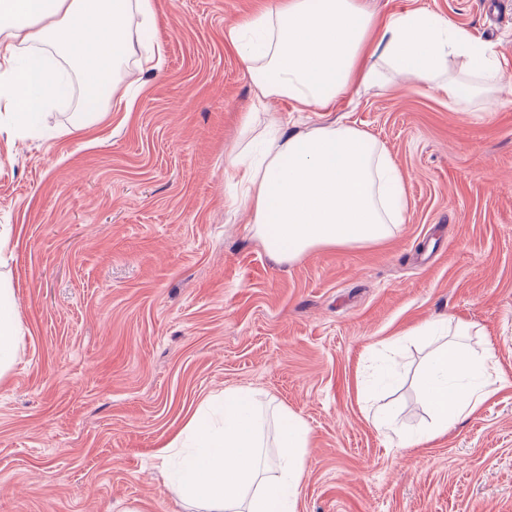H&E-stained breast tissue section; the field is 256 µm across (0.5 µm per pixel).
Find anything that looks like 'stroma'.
<instances>
[{"instance_id":"1","label":"stroma","mask_w":512,"mask_h":512,"mask_svg":"<svg viewBox=\"0 0 512 512\" xmlns=\"http://www.w3.org/2000/svg\"><path fill=\"white\" fill-rule=\"evenodd\" d=\"M156 70L128 66L132 111L81 130L84 98L23 133L0 114V280L23 326L0 381V512H186L158 448L208 397L248 387L311 428L298 512H512V21L477 0H368L441 15L491 46L503 82L468 104L395 78L333 112L260 109L274 132L349 123L404 173L385 242L276 263L232 199L255 89L224 39L262 0H152ZM469 323L501 391L441 438L399 447L358 393L390 360L383 403L416 432L435 343Z\"/></svg>"}]
</instances>
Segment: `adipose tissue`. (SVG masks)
I'll return each mask as SVG.
<instances>
[{"label":"adipose tissue","instance_id":"obj_1","mask_svg":"<svg viewBox=\"0 0 512 512\" xmlns=\"http://www.w3.org/2000/svg\"><path fill=\"white\" fill-rule=\"evenodd\" d=\"M154 18L152 0H0V107L19 127L39 129L46 110L70 99L80 81L90 104L85 128L102 113L129 112L133 101L114 73L127 62L159 66L161 54L134 50L132 15ZM259 99L332 112L350 92L382 85L385 71L438 88L454 102L472 86L449 78L448 60L496 82L490 47L447 18L421 9L388 15L365 0H271L244 25L226 31ZM112 95L99 101L98 91ZM226 178L243 188L251 229L276 262H295L318 247L381 243L402 224L403 173L387 150L348 124L317 126L264 141L258 163L226 160ZM20 326L12 289L0 287V380L18 359ZM501 389L490 359L442 342L426 361L421 394L435 417L422 435L398 432L400 447L433 439ZM310 429L277 412L276 456L264 452L255 391L224 390L194 411L158 450L168 487L197 512H297Z\"/></svg>","mask_w":512,"mask_h":512}]
</instances>
